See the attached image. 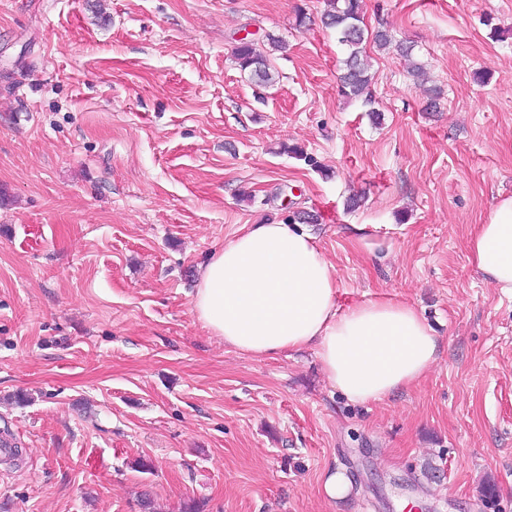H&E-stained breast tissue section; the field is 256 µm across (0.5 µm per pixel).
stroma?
Listing matches in <instances>:
<instances>
[{
    "label": "stroma",
    "instance_id": "obj_1",
    "mask_svg": "<svg viewBox=\"0 0 512 512\" xmlns=\"http://www.w3.org/2000/svg\"><path fill=\"white\" fill-rule=\"evenodd\" d=\"M328 7L0 0V424L23 445L0 512H512V297L466 249L512 195V0H364L427 75L370 49L369 107ZM249 33L286 44L273 84L235 62ZM263 223L315 236L338 310L423 315L417 386L355 405L315 348L257 358L197 321L201 265ZM329 468L354 485L334 505Z\"/></svg>",
    "mask_w": 512,
    "mask_h": 512
}]
</instances>
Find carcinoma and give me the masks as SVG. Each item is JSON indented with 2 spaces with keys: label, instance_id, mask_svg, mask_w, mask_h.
I'll use <instances>...</instances> for the list:
<instances>
[{
  "label": "carcinoma",
  "instance_id": "carcinoma-1",
  "mask_svg": "<svg viewBox=\"0 0 512 512\" xmlns=\"http://www.w3.org/2000/svg\"><path fill=\"white\" fill-rule=\"evenodd\" d=\"M331 9L322 19L327 28H332L338 40L348 47L345 69L340 76L343 93L349 98L360 99L364 104H372L369 87L374 79L370 73L365 45L373 43L382 49L392 48L407 59L412 58V48L401 41H394L388 32H370L362 27L363 0H330ZM283 42L267 34L265 40L242 39L233 48V54L241 70H250L253 78L262 83L273 81L265 47L278 49Z\"/></svg>",
  "mask_w": 512,
  "mask_h": 512
}]
</instances>
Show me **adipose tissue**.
<instances>
[{
  "instance_id": "1",
  "label": "adipose tissue",
  "mask_w": 512,
  "mask_h": 512,
  "mask_svg": "<svg viewBox=\"0 0 512 512\" xmlns=\"http://www.w3.org/2000/svg\"><path fill=\"white\" fill-rule=\"evenodd\" d=\"M470 259L483 279L512 294V195L474 225ZM337 278L298 224H246L201 267L192 310L226 345L256 357L315 347L332 387L365 405L419 383L439 343L417 310L371 299L336 306Z\"/></svg>"
}]
</instances>
